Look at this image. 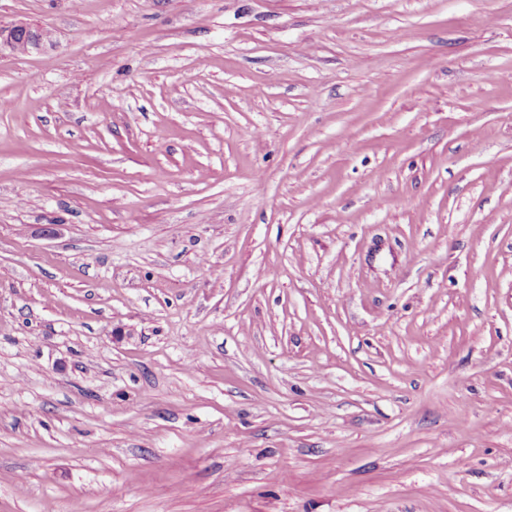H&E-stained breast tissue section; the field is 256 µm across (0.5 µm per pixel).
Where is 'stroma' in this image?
Instances as JSON below:
<instances>
[{
    "label": "stroma",
    "instance_id": "35a3bbf8",
    "mask_svg": "<svg viewBox=\"0 0 512 512\" xmlns=\"http://www.w3.org/2000/svg\"><path fill=\"white\" fill-rule=\"evenodd\" d=\"M0 512H512V0H0ZM45 39L46 35L42 30L33 29L26 24L0 26V49L6 46L13 52L30 53L41 50Z\"/></svg>",
    "mask_w": 512,
    "mask_h": 512
}]
</instances>
